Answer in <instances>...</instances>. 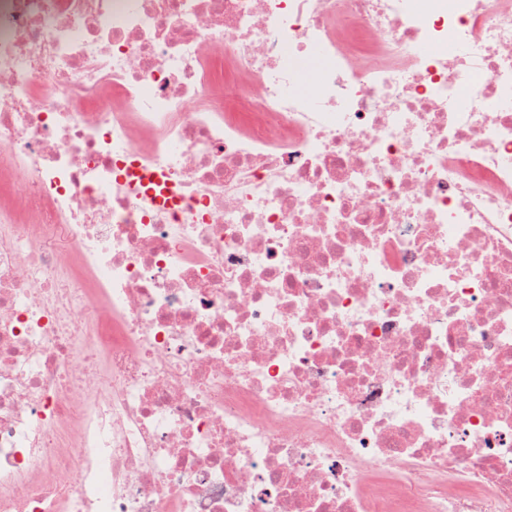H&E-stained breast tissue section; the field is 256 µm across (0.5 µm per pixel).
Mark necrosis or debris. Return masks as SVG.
Segmentation results:
<instances>
[{
	"mask_svg": "<svg viewBox=\"0 0 512 512\" xmlns=\"http://www.w3.org/2000/svg\"><path fill=\"white\" fill-rule=\"evenodd\" d=\"M0 512H512V0H0Z\"/></svg>",
	"mask_w": 512,
	"mask_h": 512,
	"instance_id": "necrosis-or-debris-1",
	"label": "necrosis or debris"
}]
</instances>
